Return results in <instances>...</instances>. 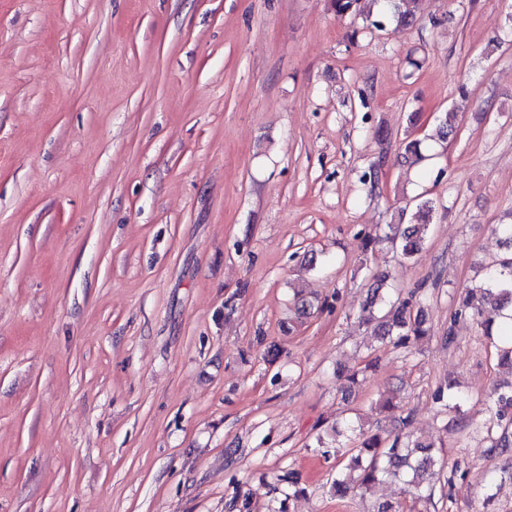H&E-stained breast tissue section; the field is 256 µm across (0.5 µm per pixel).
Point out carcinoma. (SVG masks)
<instances>
[{"mask_svg": "<svg viewBox=\"0 0 512 512\" xmlns=\"http://www.w3.org/2000/svg\"><path fill=\"white\" fill-rule=\"evenodd\" d=\"M366 0H330L336 17L363 15L367 28L376 31H400L414 23L413 13L402 9V0H381L376 13L365 10ZM433 211L432 201H417L406 219L392 227L389 239L399 242L403 259L411 262L422 250L430 226ZM502 245L511 253L497 258L485 267L484 274L466 287L465 295L455 313L450 318L445 341L453 344L455 327L462 320L470 319L492 335L493 328L500 319L512 320V225L501 226ZM361 320L376 323L375 336L378 340L390 341L393 348L411 354V344L430 335L431 326L423 305V294L411 292L408 297L390 299L386 288V277L377 276L369 289V295L361 308ZM434 400L441 407L456 414V427L461 431L473 430L486 433L490 451L507 452L512 449V381L497 385L487 400L488 418L481 422L468 419L462 411L466 401L455 383L440 386L434 392ZM399 431L382 436L359 428L348 421L344 428L333 426L331 431L314 437L312 447L322 449L328 455L331 449H346L350 455L347 469L359 471L357 482L361 486L390 478H398L403 473L412 475L405 481V492L412 500H431L436 486H423L434 468H444L445 463L433 451V446L412 439L409 428L410 417L400 419Z\"/></svg>", "mask_w": 512, "mask_h": 512, "instance_id": "cac0c4a2", "label": "carcinoma"}]
</instances>
